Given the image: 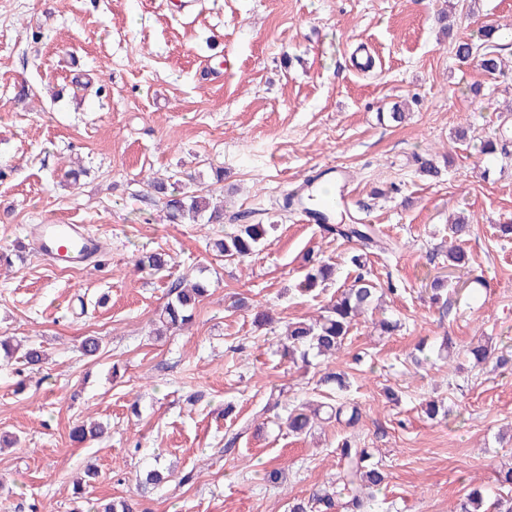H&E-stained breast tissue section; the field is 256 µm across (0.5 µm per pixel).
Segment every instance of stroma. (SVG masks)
I'll return each mask as SVG.
<instances>
[{
  "label": "stroma",
  "instance_id": "1",
  "mask_svg": "<svg viewBox=\"0 0 512 512\" xmlns=\"http://www.w3.org/2000/svg\"><path fill=\"white\" fill-rule=\"evenodd\" d=\"M442 10L456 18L447 36ZM488 23L512 29V0H0V336L47 355L37 371L0 359V436L18 440L0 450V512H86L100 498L136 512H289L335 487L345 438L388 474L373 512H455L473 487L499 494L512 464V239L498 231L512 224V156L478 148L512 115V40H496V75L454 49ZM397 105L399 124L386 118ZM425 158L439 176L421 173ZM329 164L350 175L337 223L375 225L391 245L368 270L402 327L380 336L360 318L340 353L305 365L278 345L331 297L298 292L305 257L333 264L340 286L356 246L283 201ZM171 175L223 200V223H170L146 181ZM243 211L277 230L224 261L210 244ZM459 213L471 262L435 305L426 285ZM46 222L86 225L106 247L89 267L55 265L28 233ZM155 251L171 255L165 271L137 268ZM186 276L207 279L209 296L189 329L155 335ZM243 296L272 328L233 309ZM87 336L101 340L96 357L82 353ZM480 338L496 356L477 367L466 350ZM339 370L359 423L289 435V407L335 404L325 376ZM430 399L447 417L426 418ZM88 419L107 434L76 441ZM156 466L176 480L138 491ZM89 467L98 475L75 497Z\"/></svg>",
  "mask_w": 512,
  "mask_h": 512
}]
</instances>
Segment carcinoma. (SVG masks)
I'll list each match as a JSON object with an SVG mask.
<instances>
[{
  "label": "carcinoma",
  "instance_id": "cac0c4a2",
  "mask_svg": "<svg viewBox=\"0 0 512 512\" xmlns=\"http://www.w3.org/2000/svg\"><path fill=\"white\" fill-rule=\"evenodd\" d=\"M456 56L462 60L474 58L478 66L490 73L503 71L502 60L493 50L480 51V45L474 42L460 41L456 46ZM512 134L499 133L481 144L483 155L508 154ZM148 186L163 196L164 206L170 221L177 224L184 219H204L208 224L224 223V207L211 205L210 198L187 188L169 190L167 184L151 180ZM275 228L273 224H235L224 232V237L214 242L215 251L226 261H240L252 255L264 238ZM471 224L460 218L450 225L454 242L448 247V267H465L470 263L468 251L464 248V238L469 234ZM327 231L342 239L353 241L358 251L351 256V263L359 270L353 280L336 291V295L324 305L323 314L314 322L294 321L288 323L286 341L281 343L283 355L290 360L309 362L310 355L333 356L340 352L347 336L362 314L377 308V284L362 273L366 265L368 251L375 248L385 250L387 244L377 235L375 227L369 224H334ZM169 264L168 254L153 252L139 259L137 265L146 266L155 272L163 271ZM309 269L300 283V291L311 294L318 288H325L332 280L333 265L308 259ZM209 283L200 279L187 284L180 280L172 284L170 290L173 299L161 310L158 321L168 332L181 330L190 323L193 311L208 295ZM361 413L355 403L344 402L335 410L336 421L349 427L357 425ZM313 416L307 413V406L299 404L290 409L287 419L288 432L300 437L309 432ZM104 433V427L97 423H83L72 430L73 438L84 440L98 437ZM344 461V470L338 476L340 490L335 493L326 491L312 494L308 500L297 499L290 512H367L366 504L374 498V491L385 482L386 476L380 463L372 461L373 454L367 448L345 441L339 448ZM93 512H133L132 506L124 498L101 500L93 505ZM458 512H512V495L499 496L491 504H486L483 492L474 489L459 503Z\"/></svg>",
  "mask_w": 512,
  "mask_h": 512
}]
</instances>
